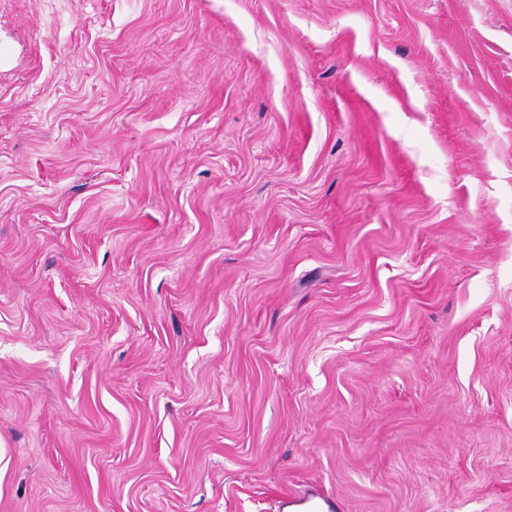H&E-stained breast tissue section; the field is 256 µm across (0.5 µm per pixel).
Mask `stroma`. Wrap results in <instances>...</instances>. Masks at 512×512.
Wrapping results in <instances>:
<instances>
[{
  "label": "stroma",
  "instance_id": "1",
  "mask_svg": "<svg viewBox=\"0 0 512 512\" xmlns=\"http://www.w3.org/2000/svg\"><path fill=\"white\" fill-rule=\"evenodd\" d=\"M0 512H512V0H0Z\"/></svg>",
  "mask_w": 512,
  "mask_h": 512
}]
</instances>
